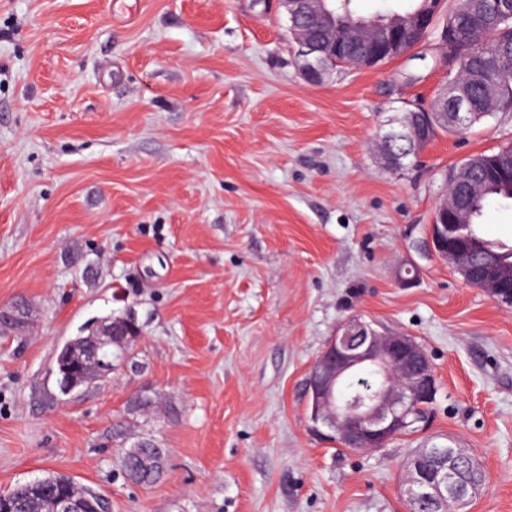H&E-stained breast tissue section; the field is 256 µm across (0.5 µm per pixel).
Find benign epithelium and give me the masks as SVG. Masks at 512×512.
Returning a JSON list of instances; mask_svg holds the SVG:
<instances>
[{
	"instance_id": "7a95c632",
	"label": "benign epithelium",
	"mask_w": 512,
	"mask_h": 512,
	"mask_svg": "<svg viewBox=\"0 0 512 512\" xmlns=\"http://www.w3.org/2000/svg\"><path fill=\"white\" fill-rule=\"evenodd\" d=\"M286 12L297 42L298 57L303 62L309 82L319 83L336 69V49H348L355 38L336 35L333 0H278ZM420 26L411 15L393 16L385 21L360 25L358 35L379 45L396 47L394 36L412 37ZM458 78L451 76L442 85L432 110L453 122L462 119V97L456 94ZM407 144L400 153L384 151L387 164L404 168L405 159L419 156L428 141L413 127L406 115L389 123L381 135V144ZM476 166H461L458 184L474 191L480 184ZM469 222V214L448 205V198L437 205L423 254L450 260L462 270V258L468 246L459 234L460 226ZM478 287L498 303L512 306V273L487 265L482 268ZM22 330L9 313L0 308V335L19 336ZM97 336H141L135 317L124 315L122 324L100 323ZM372 370L378 379L367 394H359L349 408L339 401L347 380ZM437 382L434 368L424 347L407 334L380 332L360 318H351L336 330L329 345L313 363L306 382L310 429L345 448L376 450L386 447L402 432L419 421L426 422L421 410L434 400ZM480 464L465 450L450 444L416 448L407 462L404 495L407 512H465L469 500L483 492L484 480L477 476ZM50 512H87L84 504L61 494L51 500Z\"/></svg>"
}]
</instances>
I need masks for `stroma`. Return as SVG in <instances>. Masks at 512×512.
I'll return each instance as SVG.
<instances>
[{
  "label": "stroma",
  "instance_id": "obj_1",
  "mask_svg": "<svg viewBox=\"0 0 512 512\" xmlns=\"http://www.w3.org/2000/svg\"><path fill=\"white\" fill-rule=\"evenodd\" d=\"M434 55L315 85L275 0H0V305L30 307L0 337V494L55 472L105 512H405L411 451L449 441L488 476L468 512H512V307L414 248L512 112L408 170L376 141L435 102ZM128 313L133 364L62 394L59 347ZM352 317L414 336L438 383L431 426L371 452L308 420ZM143 389L161 412L127 411ZM118 432L165 448L159 481H127Z\"/></svg>",
  "mask_w": 512,
  "mask_h": 512
}]
</instances>
